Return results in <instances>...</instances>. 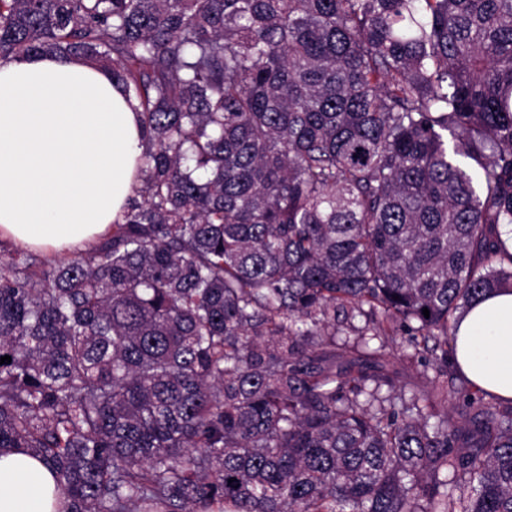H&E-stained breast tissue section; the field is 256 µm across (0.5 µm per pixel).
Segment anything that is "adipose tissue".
<instances>
[{"instance_id":"obj_1","label":"adipose tissue","mask_w":512,"mask_h":512,"mask_svg":"<svg viewBox=\"0 0 512 512\" xmlns=\"http://www.w3.org/2000/svg\"><path fill=\"white\" fill-rule=\"evenodd\" d=\"M143 130L135 104L102 70L41 54L0 61V239L64 254L120 219L138 179ZM454 359L478 387L512 399V291L473 302ZM54 473L0 455V512H56Z\"/></svg>"}]
</instances>
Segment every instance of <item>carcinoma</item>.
Here are the masks:
<instances>
[{
  "mask_svg": "<svg viewBox=\"0 0 512 512\" xmlns=\"http://www.w3.org/2000/svg\"><path fill=\"white\" fill-rule=\"evenodd\" d=\"M41 53L144 129L111 235L0 252V454L58 512H512V400L448 416V337L512 289V0H0V60ZM407 336H396L398 344L392 345V349L390 346L391 357L390 360L395 362L396 368L399 373L396 377V390L399 392L400 390L405 392H411L414 389H418L420 385V377L419 372L422 370V367L410 366L402 359L404 349L400 347L399 343Z\"/></svg>",
  "mask_w": 512,
  "mask_h": 512,
  "instance_id": "obj_1",
  "label": "carcinoma"
}]
</instances>
